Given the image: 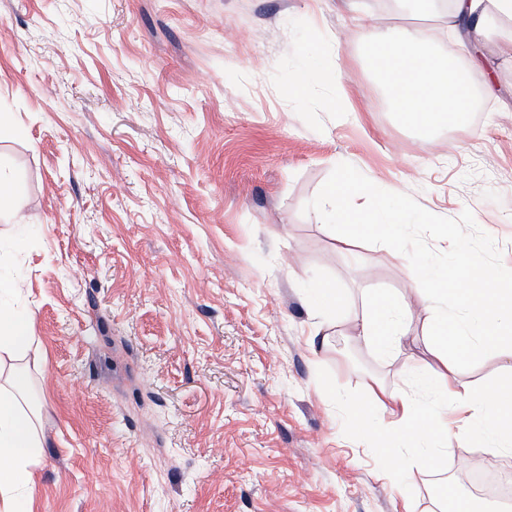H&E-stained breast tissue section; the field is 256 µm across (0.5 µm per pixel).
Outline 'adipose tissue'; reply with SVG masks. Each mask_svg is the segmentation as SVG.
<instances>
[{"label": "adipose tissue", "instance_id": "ef3b65f1", "mask_svg": "<svg viewBox=\"0 0 512 512\" xmlns=\"http://www.w3.org/2000/svg\"><path fill=\"white\" fill-rule=\"evenodd\" d=\"M502 18H512V0H454L447 22L471 19L476 27L512 39V29L498 25ZM423 42L420 29L398 36L387 30L377 34L372 51L380 60L377 72L393 110L412 127L428 131L462 122L469 102L465 75L426 53ZM456 264L464 277L448 278L435 292L417 294L416 303L431 308L455 298L458 313H440L431 327L433 335L462 358H500L505 373L496 383L473 390L457 385L453 365L443 364L430 378L443 397L442 406L428 412L401 398L392 401L387 418L375 420L365 404L353 405L360 437H379L390 444L384 468L409 469L424 457L440 459L443 449L425 448L419 441L434 420L440 423L441 436H456L462 446L479 440L491 452L512 454V299L500 286L498 268L472 263L463 254ZM407 314V306L394 296H378L369 318L359 324V340L387 350L401 347ZM34 331L29 310L0 306V365L9 366L0 378V512H36L32 464L45 446L43 416L41 400L21 365L33 349Z\"/></svg>", "mask_w": 512, "mask_h": 512}]
</instances>
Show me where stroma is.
I'll list each match as a JSON object with an SVG mask.
<instances>
[{
    "instance_id": "1",
    "label": "stroma",
    "mask_w": 512,
    "mask_h": 512,
    "mask_svg": "<svg viewBox=\"0 0 512 512\" xmlns=\"http://www.w3.org/2000/svg\"><path fill=\"white\" fill-rule=\"evenodd\" d=\"M407 27L466 73L475 119L424 133L393 112L367 47ZM318 36L322 79L288 98ZM1 112L21 130L0 136V264L39 341V512H443L445 489L498 512L471 474L512 456L380 474L349 405L438 403L434 314L406 256L304 207L346 162L470 210L512 269V41L372 0H0ZM386 293L413 305L399 351L357 338Z\"/></svg>"
}]
</instances>
